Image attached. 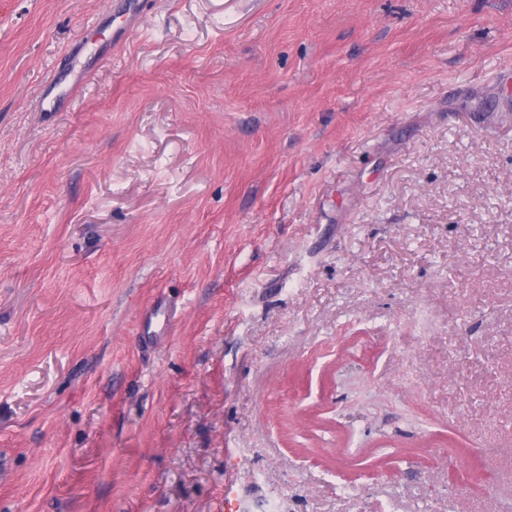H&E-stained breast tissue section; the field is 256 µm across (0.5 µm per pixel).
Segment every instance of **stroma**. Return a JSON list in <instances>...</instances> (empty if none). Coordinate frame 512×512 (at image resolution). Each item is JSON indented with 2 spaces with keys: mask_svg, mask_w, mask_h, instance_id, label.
I'll list each match as a JSON object with an SVG mask.
<instances>
[{
  "mask_svg": "<svg viewBox=\"0 0 512 512\" xmlns=\"http://www.w3.org/2000/svg\"><path fill=\"white\" fill-rule=\"evenodd\" d=\"M511 362L512 0H0V512H512Z\"/></svg>",
  "mask_w": 512,
  "mask_h": 512,
  "instance_id": "1",
  "label": "stroma"
}]
</instances>
